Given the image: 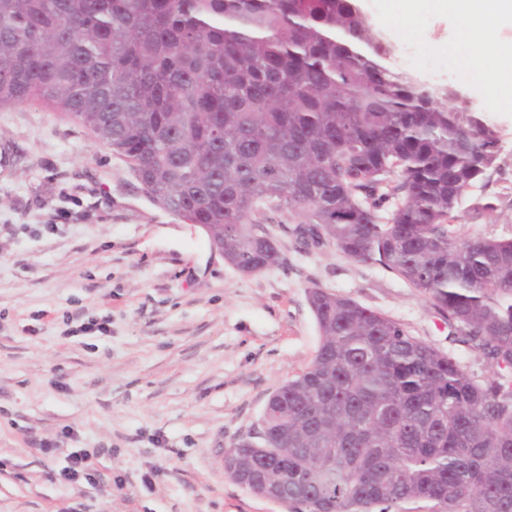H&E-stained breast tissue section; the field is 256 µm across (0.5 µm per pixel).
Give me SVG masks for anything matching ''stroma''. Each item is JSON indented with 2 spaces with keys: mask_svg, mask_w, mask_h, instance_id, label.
<instances>
[{
  "mask_svg": "<svg viewBox=\"0 0 512 512\" xmlns=\"http://www.w3.org/2000/svg\"><path fill=\"white\" fill-rule=\"evenodd\" d=\"M355 3L393 45L388 67L458 88L499 129L500 168L460 215L468 236L512 239V106L486 86L499 57H469L456 18L431 6L409 21L403 0ZM482 195L494 212L473 211ZM265 225L285 261L242 274L77 121L39 102L0 110V512H292L234 484L220 458L311 362L315 285L490 374L396 273L297 248L287 214ZM77 449L95 454L94 485L59 479Z\"/></svg>",
  "mask_w": 512,
  "mask_h": 512,
  "instance_id": "35a3bbf8",
  "label": "stroma"
}]
</instances>
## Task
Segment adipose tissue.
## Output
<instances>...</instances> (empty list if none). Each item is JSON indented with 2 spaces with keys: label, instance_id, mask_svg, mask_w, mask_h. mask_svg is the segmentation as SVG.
I'll use <instances>...</instances> for the list:
<instances>
[{
  "label": "adipose tissue",
  "instance_id": "adipose-tissue-1",
  "mask_svg": "<svg viewBox=\"0 0 512 512\" xmlns=\"http://www.w3.org/2000/svg\"><path fill=\"white\" fill-rule=\"evenodd\" d=\"M441 12L460 19L473 53L497 50L493 36L505 22H512V0H431Z\"/></svg>",
  "mask_w": 512,
  "mask_h": 512
}]
</instances>
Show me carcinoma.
Wrapping results in <instances>:
<instances>
[{
	"instance_id": "obj_1",
	"label": "carcinoma",
	"mask_w": 512,
	"mask_h": 512,
	"mask_svg": "<svg viewBox=\"0 0 512 512\" xmlns=\"http://www.w3.org/2000/svg\"><path fill=\"white\" fill-rule=\"evenodd\" d=\"M390 53L353 0H0V109L80 120L243 274L284 261L256 215L299 218L301 247L394 271L493 369L312 286L313 359L224 459L295 512H512V240L458 212L500 132Z\"/></svg>"
}]
</instances>
